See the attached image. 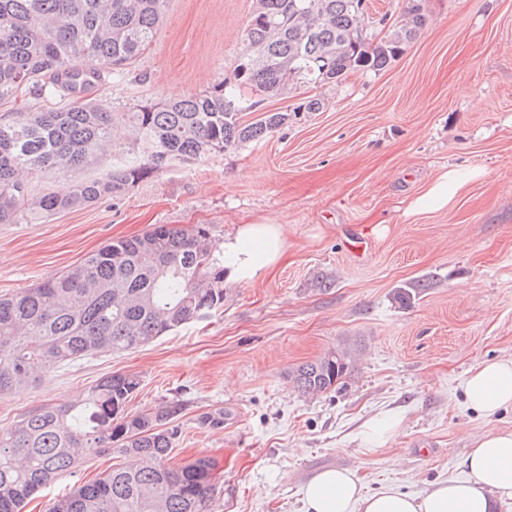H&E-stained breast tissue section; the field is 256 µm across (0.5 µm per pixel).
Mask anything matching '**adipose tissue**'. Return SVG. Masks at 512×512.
Returning <instances> with one entry per match:
<instances>
[{
	"mask_svg": "<svg viewBox=\"0 0 512 512\" xmlns=\"http://www.w3.org/2000/svg\"><path fill=\"white\" fill-rule=\"evenodd\" d=\"M479 169L442 172L416 197L406 213L416 216L450 206ZM284 249V232L276 224H246L224 243V267L248 280L275 264ZM464 395L484 417L512 406V357L478 365L468 377ZM468 478L444 480L414 495L396 489L365 493L357 475L329 468L316 473L302 489V512H495L496 503L512 498V431L478 438L466 457Z\"/></svg>",
	"mask_w": 512,
	"mask_h": 512,
	"instance_id": "adipose-tissue-1",
	"label": "adipose tissue"
}]
</instances>
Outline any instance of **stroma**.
I'll return each instance as SVG.
<instances>
[{
    "instance_id": "1",
    "label": "stroma",
    "mask_w": 512,
    "mask_h": 512,
    "mask_svg": "<svg viewBox=\"0 0 512 512\" xmlns=\"http://www.w3.org/2000/svg\"><path fill=\"white\" fill-rule=\"evenodd\" d=\"M252 5L168 0L150 48L130 73L103 74L93 98L157 102L223 81ZM423 9L427 25L387 68L319 88L320 111L266 139L45 222L0 224V295L154 224L208 225L219 246L245 224L286 229L283 257L255 279L225 278L217 312L0 397V427L119 371L141 381L130 411L183 404L172 462L215 461L212 512H301L303 486L326 468L355 471L369 493L467 477L475 439L512 431V407L481 417L462 395L470 370L512 356V0ZM448 166L483 175L451 207L405 216ZM321 276L333 288H317ZM422 279L430 286L410 304L395 300ZM347 343L359 359L344 386L302 395L291 372ZM218 408L223 428L199 424ZM386 414L397 438L367 441L366 425ZM110 465L84 461L24 512H46Z\"/></svg>"
}]
</instances>
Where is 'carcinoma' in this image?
I'll list each match as a JSON object with an SVG mask.
<instances>
[{
	"instance_id": "1",
	"label": "carcinoma",
	"mask_w": 512,
	"mask_h": 512,
	"mask_svg": "<svg viewBox=\"0 0 512 512\" xmlns=\"http://www.w3.org/2000/svg\"><path fill=\"white\" fill-rule=\"evenodd\" d=\"M167 0H0V100L52 98L53 106L0 114V224L24 214L49 219L117 197L169 167L265 139L301 112L262 111L290 85L336 84L355 69L388 67L426 24L422 0L377 41L362 34L364 0H254L246 49L232 76L176 101L120 111L106 100L80 106L83 68L121 75L153 42ZM250 90L248 98L241 88ZM251 112L253 121L245 120ZM112 164L67 196L28 202L29 182ZM224 305V261L204 224L154 225L111 241L67 272L0 296V396L31 385L55 367L90 355L124 353ZM349 349L299 365L292 380L304 395L343 384ZM140 388L113 372L78 400L29 410L0 428V512L27 500L77 466L110 454L102 477L51 501L48 512H209L213 462L169 464L182 404L166 401L130 413Z\"/></svg>"
}]
</instances>
